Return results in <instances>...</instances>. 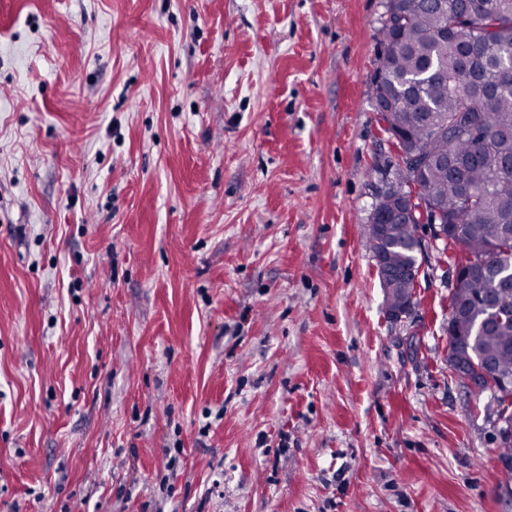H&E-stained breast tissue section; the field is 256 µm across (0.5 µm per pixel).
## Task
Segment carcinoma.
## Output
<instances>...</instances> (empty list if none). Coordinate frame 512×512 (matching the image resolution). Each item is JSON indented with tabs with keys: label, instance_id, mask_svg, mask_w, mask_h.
Segmentation results:
<instances>
[{
	"label": "carcinoma",
	"instance_id": "carcinoma-1",
	"mask_svg": "<svg viewBox=\"0 0 512 512\" xmlns=\"http://www.w3.org/2000/svg\"><path fill=\"white\" fill-rule=\"evenodd\" d=\"M400 19L382 23L373 77L376 112L422 160L418 199L408 209L392 190L412 178L402 165L380 191L364 228L378 276L421 265V224L444 227L441 240L471 272L455 280L449 347L493 381L512 380V0H398ZM387 286L384 309L409 295ZM501 487L512 489V437L501 435Z\"/></svg>",
	"mask_w": 512,
	"mask_h": 512
}]
</instances>
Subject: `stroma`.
Listing matches in <instances>:
<instances>
[{"label": "stroma", "mask_w": 512, "mask_h": 512, "mask_svg": "<svg viewBox=\"0 0 512 512\" xmlns=\"http://www.w3.org/2000/svg\"><path fill=\"white\" fill-rule=\"evenodd\" d=\"M385 4L0 0V512H512L366 244Z\"/></svg>", "instance_id": "1"}]
</instances>
